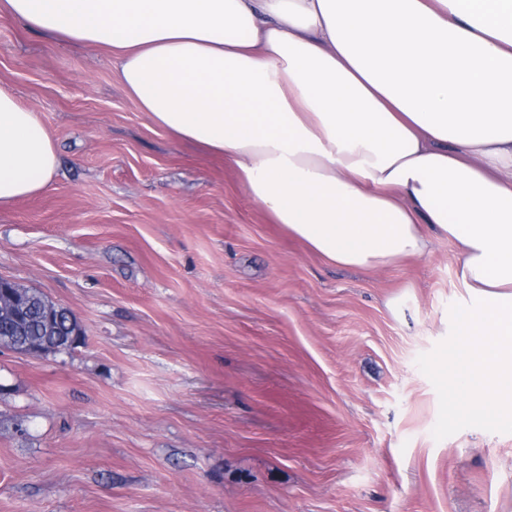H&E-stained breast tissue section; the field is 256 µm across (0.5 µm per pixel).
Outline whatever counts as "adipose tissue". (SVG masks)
Wrapping results in <instances>:
<instances>
[{
	"mask_svg": "<svg viewBox=\"0 0 512 512\" xmlns=\"http://www.w3.org/2000/svg\"><path fill=\"white\" fill-rule=\"evenodd\" d=\"M25 29L106 47L126 94L229 159L289 238L374 270L454 242L477 301L448 373L466 414L512 419V0H6ZM57 165L0 87V204Z\"/></svg>",
	"mask_w": 512,
	"mask_h": 512,
	"instance_id": "adipose-tissue-1",
	"label": "adipose tissue"
}]
</instances>
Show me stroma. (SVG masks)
<instances>
[{
    "instance_id": "stroma-1",
    "label": "stroma",
    "mask_w": 512,
    "mask_h": 512,
    "mask_svg": "<svg viewBox=\"0 0 512 512\" xmlns=\"http://www.w3.org/2000/svg\"><path fill=\"white\" fill-rule=\"evenodd\" d=\"M0 85L58 154L0 205V278L85 336L0 348V512H512V421L451 398L474 305L453 242L325 263L141 112L107 50L3 8Z\"/></svg>"
}]
</instances>
